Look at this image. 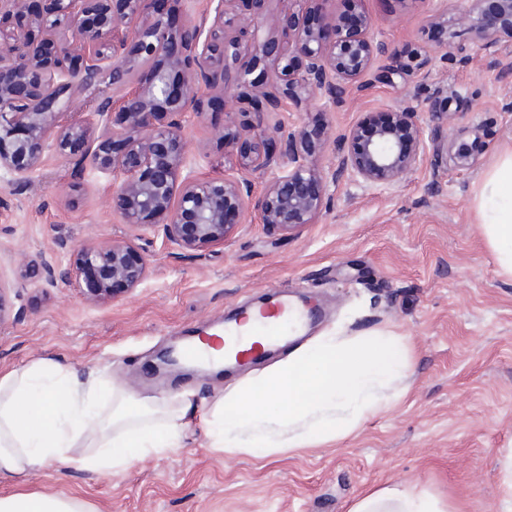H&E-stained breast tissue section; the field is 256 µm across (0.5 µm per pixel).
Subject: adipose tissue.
Wrapping results in <instances>:
<instances>
[{"instance_id":"obj_1","label":"adipose tissue","mask_w":512,"mask_h":512,"mask_svg":"<svg viewBox=\"0 0 512 512\" xmlns=\"http://www.w3.org/2000/svg\"><path fill=\"white\" fill-rule=\"evenodd\" d=\"M478 224L503 274L512 276V149L485 174L475 196ZM411 349L404 336L372 329L329 331L225 394L211 435L224 454H276L333 442L406 393ZM99 388L49 359L0 373V477L34 473L49 462L112 474L180 445L191 403L116 391L108 415ZM89 445L88 453L75 448ZM0 512H88L76 498L47 492L0 496ZM349 512H448L429 490L395 485L359 497Z\"/></svg>"}]
</instances>
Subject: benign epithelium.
Masks as SVG:
<instances>
[{
  "instance_id": "obj_1",
  "label": "benign epithelium",
  "mask_w": 512,
  "mask_h": 512,
  "mask_svg": "<svg viewBox=\"0 0 512 512\" xmlns=\"http://www.w3.org/2000/svg\"><path fill=\"white\" fill-rule=\"evenodd\" d=\"M166 0H0V172L24 178L45 153H67L73 170L92 166L121 175L113 185L120 221L133 228L160 226L186 250L222 242L231 218L245 221L249 179L206 178L184 172L185 113L200 117L219 90L232 113L261 118L324 98L342 101L363 88L383 48L370 35L362 9L346 23L329 14L317 25L302 21L301 3L288 0H215L210 24L190 18L169 23ZM456 0L459 20L481 33L484 49L512 39V0ZM251 65H242L244 55ZM269 66L266 81L251 66ZM108 82L136 90L119 108L112 97L95 107V124L64 125L67 104ZM417 111L397 107L372 134L355 126L333 139L338 163L331 176L315 163L304 130L262 123L241 152L250 173L277 172L258 202L261 222L283 233L311 224L327 207L325 186L344 175L364 184H395L425 152ZM50 286L83 281L82 298L97 304L128 293L147 278L145 262L123 241L81 247L63 267L40 254L19 272Z\"/></svg>"
}]
</instances>
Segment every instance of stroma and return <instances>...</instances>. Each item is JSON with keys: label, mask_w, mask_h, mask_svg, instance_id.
<instances>
[{"label": "stroma", "mask_w": 512, "mask_h": 512, "mask_svg": "<svg viewBox=\"0 0 512 512\" xmlns=\"http://www.w3.org/2000/svg\"><path fill=\"white\" fill-rule=\"evenodd\" d=\"M366 6L372 36L385 48L369 88L279 118L323 141L315 161L327 172L336 167L327 138L392 106L418 109L427 149L394 185L328 183L327 208L314 223L282 234L254 213L223 242L185 250L161 228L121 223L111 172L74 174L50 151L25 178L0 174V197L9 202L0 209V280L12 286L0 371L47 357L139 397L186 395L194 411L168 455L112 475L53 462L28 477L1 478L0 495L52 491L90 512H348L361 494L402 483L429 489L449 512H499L501 460L512 449V277L481 234L474 197L497 155L512 148V75L504 68L512 41L484 50L478 33L453 16L436 25L432 0ZM420 55L430 57L428 70L396 75ZM226 112L219 100L204 117L184 116L186 164L195 174L241 171L239 152L224 145ZM436 142L472 144L473 156L459 163L453 152L434 153ZM109 239L136 245L149 269L143 286L90 305L75 281H15L39 253L66 261L81 245ZM275 290L318 308L313 335L388 327L406 336L408 391L343 441L227 456L212 446L213 407L268 360L218 376L158 371L156 355Z\"/></svg>", "instance_id": "35a3bbf8"}]
</instances>
